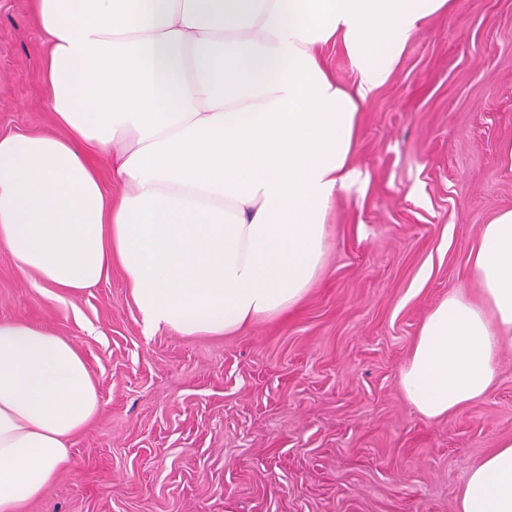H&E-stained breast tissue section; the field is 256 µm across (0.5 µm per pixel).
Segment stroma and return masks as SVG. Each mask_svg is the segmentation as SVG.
<instances>
[{
    "mask_svg": "<svg viewBox=\"0 0 512 512\" xmlns=\"http://www.w3.org/2000/svg\"><path fill=\"white\" fill-rule=\"evenodd\" d=\"M29 0H0V134L54 131ZM512 0L426 22L364 109L359 180L327 220L292 310L235 334L147 331L119 268L73 296L0 248V320L72 341L101 408L22 512H457L469 472L512 439V349L444 417L400 389L420 326L481 298L470 257L512 209Z\"/></svg>",
    "mask_w": 512,
    "mask_h": 512,
    "instance_id": "1",
    "label": "stroma"
}]
</instances>
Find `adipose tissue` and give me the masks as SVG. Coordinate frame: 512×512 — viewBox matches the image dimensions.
<instances>
[{"mask_svg":"<svg viewBox=\"0 0 512 512\" xmlns=\"http://www.w3.org/2000/svg\"><path fill=\"white\" fill-rule=\"evenodd\" d=\"M453 5L31 0L58 130L0 135V247L74 295L119 267L149 331L223 335L287 311L358 177L366 103ZM330 44L350 84L327 68ZM472 266L483 303L454 293L437 305L401 373L429 418L489 392L512 346V209L483 225ZM99 410L74 343L0 322V512L42 496ZM459 512H512V439L470 470ZM327 67L341 83H350L352 74L349 62L338 46L328 47L324 51Z\"/></svg>","mask_w":512,"mask_h":512,"instance_id":"adipose-tissue-1","label":"adipose tissue"}]
</instances>
